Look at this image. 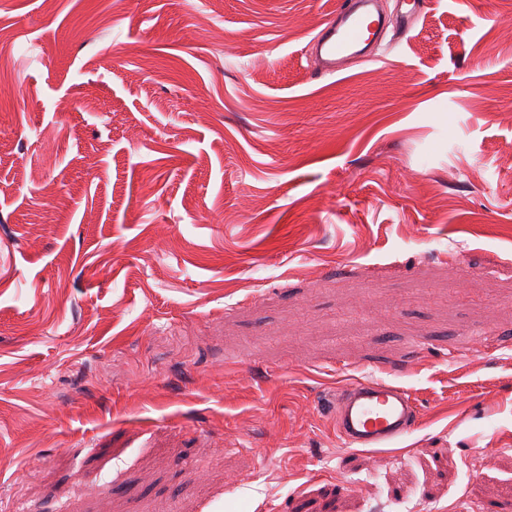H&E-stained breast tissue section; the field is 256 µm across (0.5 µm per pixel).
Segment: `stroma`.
Listing matches in <instances>:
<instances>
[{
    "mask_svg": "<svg viewBox=\"0 0 512 512\" xmlns=\"http://www.w3.org/2000/svg\"><path fill=\"white\" fill-rule=\"evenodd\" d=\"M339 2L0 0V512H512V0ZM376 2L343 0L326 20L312 47L319 75L335 74L352 57L376 58L379 39L390 27L405 30L419 7L416 0L400 1L395 14L384 16L373 10ZM418 409L405 388L373 378H356L336 395V435L346 448H383L408 434Z\"/></svg>",
    "mask_w": 512,
    "mask_h": 512,
    "instance_id": "35a3bbf8",
    "label": "stroma"
}]
</instances>
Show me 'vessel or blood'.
<instances>
[{"label": "vessel or blood", "instance_id": "obj_1", "mask_svg": "<svg viewBox=\"0 0 512 512\" xmlns=\"http://www.w3.org/2000/svg\"><path fill=\"white\" fill-rule=\"evenodd\" d=\"M376 0H342L326 20L312 47L319 75L338 72L352 57L375 58L388 29H406L418 0H402L390 16L374 11ZM418 409L405 388L373 378H356L336 396V435L346 448H382L408 434Z\"/></svg>", "mask_w": 512, "mask_h": 512}]
</instances>
